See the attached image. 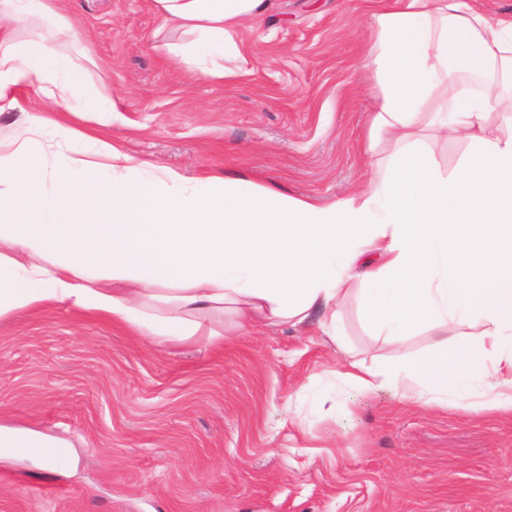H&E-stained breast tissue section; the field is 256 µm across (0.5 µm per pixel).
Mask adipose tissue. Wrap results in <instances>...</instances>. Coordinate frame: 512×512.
Masks as SVG:
<instances>
[{"label": "adipose tissue", "mask_w": 512, "mask_h": 512, "mask_svg": "<svg viewBox=\"0 0 512 512\" xmlns=\"http://www.w3.org/2000/svg\"><path fill=\"white\" fill-rule=\"evenodd\" d=\"M164 28L185 37L169 53L188 73H244V21L269 0H153ZM43 30L18 39L14 18ZM69 25L61 0H0V102L40 82L62 107L82 97L115 112L52 33ZM368 61L382 87L368 145H393L383 178L322 204L244 177L187 182L150 173L117 146L55 162L32 155L29 137L0 143V318L65 305L131 327L158 342L224 339V318L244 329L305 323L336 307L359 281L366 318L394 339L431 332L427 354L387 368L361 362L343 378L360 391L389 390L425 407L449 399L512 413V137L485 122L500 100L494 83L462 89L460 70L512 76V18H489L480 0H393L374 11ZM468 144L445 176L421 134ZM482 320L480 341L471 327ZM44 464L64 461L62 441L0 424V447Z\"/></svg>", "instance_id": "ef3b65f1"}]
</instances>
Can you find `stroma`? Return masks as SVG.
<instances>
[{"label":"stroma","mask_w":512,"mask_h":512,"mask_svg":"<svg viewBox=\"0 0 512 512\" xmlns=\"http://www.w3.org/2000/svg\"><path fill=\"white\" fill-rule=\"evenodd\" d=\"M240 32L244 75H188L153 0H63L58 49L116 113L52 106L40 83L0 108V138L53 119L47 156L77 129L184 179L233 178L336 201L380 180L391 145L366 149L382 91L366 65L369 17L389 0H271ZM442 174L465 141L425 133ZM336 339L297 327L224 330L220 344H159L65 306L0 319V423L67 439L77 461H0V512H512V415L423 408L338 377L425 353L429 333L378 335L359 283Z\"/></svg>","instance_id":"stroma-1"}]
</instances>
